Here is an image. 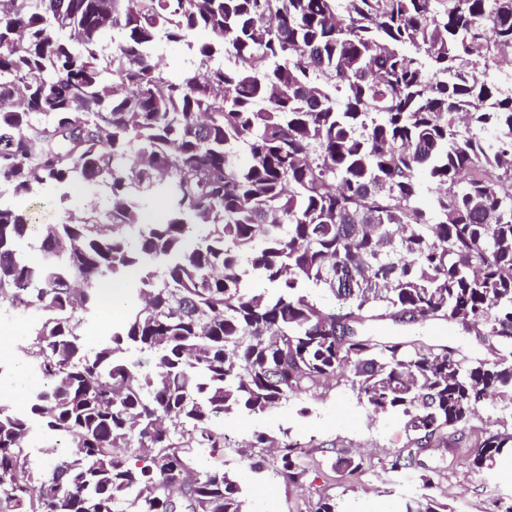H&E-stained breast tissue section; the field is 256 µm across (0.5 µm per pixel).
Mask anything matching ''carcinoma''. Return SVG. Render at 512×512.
I'll list each match as a JSON object with an SVG mask.
<instances>
[{"instance_id":"obj_1","label":"carcinoma","mask_w":512,"mask_h":512,"mask_svg":"<svg viewBox=\"0 0 512 512\" xmlns=\"http://www.w3.org/2000/svg\"><path fill=\"white\" fill-rule=\"evenodd\" d=\"M160 38L194 64L165 74ZM508 50L512 0H0V309L38 313L21 348L45 380L0 403V512H246L237 474L196 468L215 420L332 385L401 421L379 464L420 472L404 512H451L430 449L490 401L465 465L512 452ZM75 185L109 209L29 239L13 199ZM109 285L122 318L89 348ZM385 320L451 321L493 358L364 332ZM255 448L306 479L299 444L256 435L260 472ZM491 410H485L481 413L480 419L473 420L470 427L465 431V441L467 446L474 445L475 442L482 439L486 431H496L499 426L493 423L494 416H490Z\"/></svg>"}]
</instances>
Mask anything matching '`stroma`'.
<instances>
[{"label":"stroma","instance_id":"obj_1","mask_svg":"<svg viewBox=\"0 0 512 512\" xmlns=\"http://www.w3.org/2000/svg\"><path fill=\"white\" fill-rule=\"evenodd\" d=\"M30 320L23 311L0 312V397L19 406L24 405L32 388L43 383L31 357L18 359L12 353L16 343L25 338ZM220 426L229 444L223 455L224 467L237 472L248 512H314L319 495L324 493L336 496L346 512H364L369 500L388 512H400L404 501L420 492L417 472H409L398 481L379 465L380 459L400 453L406 443L400 420L391 415L369 416L349 390L333 387L268 413L221 420ZM258 433L286 435L307 444L309 476L304 483L275 480L269 469L261 473L242 470L236 450ZM340 448L365 454L368 464L354 480H346L331 468ZM460 454L452 444L430 453L431 462L442 472L434 490L438 500L452 504L457 512H496L498 502L512 499V478L500 477L501 470H512V458L502 457L496 471L474 475L458 464ZM268 486L277 491L271 506L260 497Z\"/></svg>","mask_w":512,"mask_h":512}]
</instances>
